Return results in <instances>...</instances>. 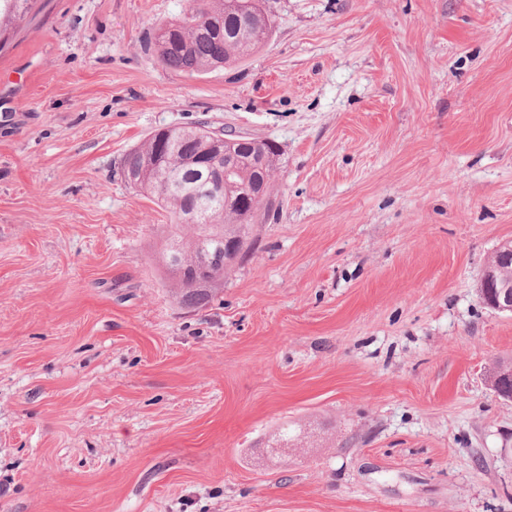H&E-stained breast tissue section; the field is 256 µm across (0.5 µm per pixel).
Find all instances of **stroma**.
Instances as JSON below:
<instances>
[{
  "mask_svg": "<svg viewBox=\"0 0 512 512\" xmlns=\"http://www.w3.org/2000/svg\"><path fill=\"white\" fill-rule=\"evenodd\" d=\"M189 0H36L0 50V512H512V0H264L204 75ZM200 122L276 142L274 207L182 306L126 154ZM273 25L260 0H192L183 16L153 30L149 47L165 66L200 75L250 56ZM481 288L490 308L512 315L511 241L502 243L493 253L482 276Z\"/></svg>",
  "mask_w": 512,
  "mask_h": 512,
  "instance_id": "1",
  "label": "stroma"
}]
</instances>
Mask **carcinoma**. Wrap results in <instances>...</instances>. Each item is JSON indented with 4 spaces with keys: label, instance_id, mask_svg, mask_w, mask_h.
<instances>
[{
    "label": "carcinoma",
    "instance_id": "1",
    "mask_svg": "<svg viewBox=\"0 0 512 512\" xmlns=\"http://www.w3.org/2000/svg\"><path fill=\"white\" fill-rule=\"evenodd\" d=\"M29 0H0V36L24 13ZM274 21L260 5V0H191L183 16L158 25L152 32L149 47L167 67L200 75L210 70L238 63L265 43L272 35ZM199 126L182 127L173 133L178 150L164 154L165 143L159 133L146 138L125 157L123 167L140 169L136 190L149 194L175 219L189 210H202L211 223L176 224L178 233L172 253L178 259L170 262L177 276V298L186 307H199L214 296V285L224 272L243 261L254 249L252 221L260 213H269L270 205L260 202L246 207L237 205L243 189L259 177L251 161V149L244 148L239 161L224 171V196L208 197L192 190L201 179L193 160L210 150L209 139L198 134ZM161 155V162L145 160ZM206 261L216 273L200 283L192 273L193 266ZM503 396L512 398V358L494 360Z\"/></svg>",
    "mask_w": 512,
    "mask_h": 512
}]
</instances>
